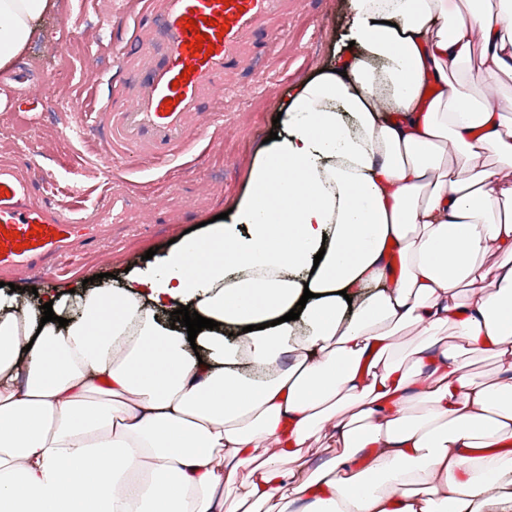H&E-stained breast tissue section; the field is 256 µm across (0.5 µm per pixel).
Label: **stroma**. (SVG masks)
<instances>
[{
  "mask_svg": "<svg viewBox=\"0 0 512 512\" xmlns=\"http://www.w3.org/2000/svg\"><path fill=\"white\" fill-rule=\"evenodd\" d=\"M343 2L296 0L273 22L269 51L230 78L249 87V97L224 93L219 127L212 125L210 112H202L210 135L199 146L201 160L185 158L159 168L135 159L105 168L91 152L96 129L81 125L75 112L89 87H96L102 104L109 92L131 89L144 78L143 73L118 68L108 51L118 40L128 53L138 50L120 20L122 0H62L58 9L38 20L27 46L9 67L14 80L0 84V129L18 127L27 138L0 140V160H27L29 172L49 187L52 203L68 208L79 207L83 197H98L106 187L129 190L141 201L139 223L117 225L106 256H83L73 278L110 273L113 287H121L126 268L153 267L146 251L166 249L168 241L181 238L188 228L226 212L274 129L280 99L296 82L325 67L345 26ZM64 55L70 63L63 78L58 69ZM30 83L41 86L43 103L24 112L16 89Z\"/></svg>",
  "mask_w": 512,
  "mask_h": 512,
  "instance_id": "1",
  "label": "stroma"
}]
</instances>
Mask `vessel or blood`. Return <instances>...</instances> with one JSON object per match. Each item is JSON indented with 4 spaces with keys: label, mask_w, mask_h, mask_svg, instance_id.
Segmentation results:
<instances>
[{
    "label": "vessel or blood",
    "mask_w": 512,
    "mask_h": 512,
    "mask_svg": "<svg viewBox=\"0 0 512 512\" xmlns=\"http://www.w3.org/2000/svg\"><path fill=\"white\" fill-rule=\"evenodd\" d=\"M287 9L288 0H232L228 5L221 0H143L134 15L141 49L137 56L122 54L118 60L122 68L144 71L145 78L121 100L87 110V119L100 131L96 156L161 165L194 155L204 136L202 105L221 111L225 78L265 52L261 34ZM191 19L197 20V31L187 29ZM199 32L214 45L205 57L188 47ZM36 189L34 176L0 165V230L35 242L20 249L17 241L6 240L0 269L53 270L62 258L100 252L110 240V225L82 224L53 206L36 204ZM36 228L42 235L35 239L30 232Z\"/></svg>",
    "instance_id": "b4317fda"
}]
</instances>
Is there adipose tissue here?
I'll return each instance as SVG.
<instances>
[{
    "mask_svg": "<svg viewBox=\"0 0 512 512\" xmlns=\"http://www.w3.org/2000/svg\"><path fill=\"white\" fill-rule=\"evenodd\" d=\"M56 5L0 0V70ZM345 8L228 220L62 285L46 324L0 290V512H512V0ZM183 305L218 329L171 328ZM463 371L484 377H490L495 371L494 359L488 354L469 353L458 357Z\"/></svg>",
    "mask_w": 512,
    "mask_h": 512,
    "instance_id": "adipose-tissue-1",
    "label": "adipose tissue"
}]
</instances>
